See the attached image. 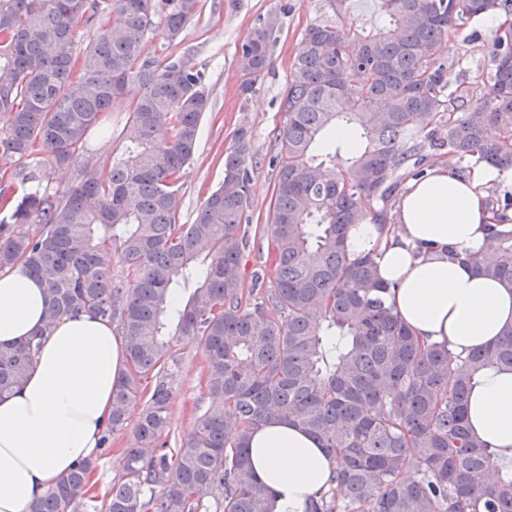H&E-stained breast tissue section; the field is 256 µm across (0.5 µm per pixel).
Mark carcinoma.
Segmentation results:
<instances>
[{
    "instance_id": "obj_1",
    "label": "carcinoma",
    "mask_w": 512,
    "mask_h": 512,
    "mask_svg": "<svg viewBox=\"0 0 512 512\" xmlns=\"http://www.w3.org/2000/svg\"><path fill=\"white\" fill-rule=\"evenodd\" d=\"M199 2L0 0L1 157L40 148L67 164L128 85L141 88L107 170L63 199L39 165L21 192L0 190V270L21 263L45 285L40 334L89 310L124 341L102 443L127 429L129 405L143 409L106 512H269L248 441L273 419L332 455L333 486L308 512H512V471L493 472L494 449L467 424L479 373L512 368V328L465 358L428 345L387 304L374 254L351 258L345 246L348 226L388 224L400 186L423 176L431 156L461 176L479 163L512 168V0H379L385 24L367 34L353 26L348 0H327L332 16L303 32L270 158L275 278L267 288L255 274L246 304L251 135L237 131L223 185L193 223H178L209 96L195 66L143 55L156 23L174 40ZM487 15L504 19L487 47L490 67L452 90L442 46ZM82 21L96 35L77 54ZM278 28V17L261 18L242 43V92L269 69ZM338 128L354 141L336 139ZM487 208L485 245L464 260L512 286V194L490 190ZM29 223L40 230L22 231ZM176 343L202 348L206 402L180 447L154 454L182 369ZM37 348L33 338L0 345V398L25 380ZM96 466L79 463L29 512H68L87 498Z\"/></svg>"
}]
</instances>
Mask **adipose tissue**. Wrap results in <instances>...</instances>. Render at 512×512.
<instances>
[{"label":"adipose tissue","mask_w":512,"mask_h":512,"mask_svg":"<svg viewBox=\"0 0 512 512\" xmlns=\"http://www.w3.org/2000/svg\"><path fill=\"white\" fill-rule=\"evenodd\" d=\"M510 185L512 169L479 164L461 177L440 163L406 181L393 224L350 226L349 254L375 253L379 280L392 286L389 304L421 341L464 356L512 327V287L461 258L485 244L489 189ZM48 307L44 286L24 266L1 272L0 343L30 336ZM121 349L111 322L91 311L62 318L44 337L22 386L0 399V512H28L77 462L96 456L123 368ZM468 423L494 447L499 466L512 468V368L481 372ZM249 457L270 512H307L330 486L331 456L287 420L255 431Z\"/></svg>","instance_id":"obj_1"}]
</instances>
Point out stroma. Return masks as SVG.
Instances as JSON below:
<instances>
[{"mask_svg": "<svg viewBox=\"0 0 512 512\" xmlns=\"http://www.w3.org/2000/svg\"><path fill=\"white\" fill-rule=\"evenodd\" d=\"M328 14L326 0H200L199 14L177 40H170L159 26L147 34L144 42L146 56L183 58L202 70L210 94L209 110L201 120L198 147L183 179L181 223H192L200 205L223 182L224 152L232 146L236 131L244 127L252 135L251 153L256 166L251 205L242 224L249 236L243 259V278L247 281L256 272L272 269L268 244L275 173L268 161L278 150L276 136L283 121L280 102L293 78L292 60L302 44L303 30ZM268 15L280 18L273 61L254 91L245 95L240 91L242 76L237 50L258 18ZM491 37V31L478 20L449 39L442 58L447 63L450 80L489 67L487 46ZM128 117L126 105L116 106L111 112L110 135L105 137L98 129H90L83 151L68 165L56 166L44 152L20 160L0 158V177L19 184L24 173L37 162L50 174V190L65 195L87 175L103 171L119 155L121 132ZM177 351L182 358V369L167 435L172 445L191 431L205 399L201 348L181 345ZM132 438L129 429L112 436L107 450L98 455L94 500L73 507L71 512H104L106 491L120 471L123 453Z\"/></svg>", "mask_w": 512, "mask_h": 512, "instance_id": "1", "label": "stroma"}]
</instances>
